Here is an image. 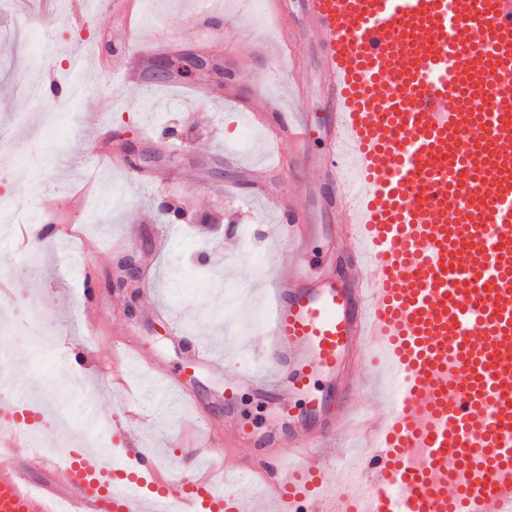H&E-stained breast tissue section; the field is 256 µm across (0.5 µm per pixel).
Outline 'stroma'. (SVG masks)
<instances>
[{
	"label": "stroma",
	"instance_id": "obj_1",
	"mask_svg": "<svg viewBox=\"0 0 512 512\" xmlns=\"http://www.w3.org/2000/svg\"><path fill=\"white\" fill-rule=\"evenodd\" d=\"M146 22L129 32L105 0H55L44 13L38 0H0V120L9 121L16 142V167L0 166V196L23 202L18 221L67 227L66 239L43 245L31 264L11 237L0 236V278L12 283L0 299L16 359L11 387L37 412L44 445L80 447L91 434L118 448L114 419L127 400L139 401L143 418L130 424L131 442L152 452L175 472L187 461L204 469L209 433L242 425L283 429L271 401L240 390L224 400V373L195 366L185 347L167 333L177 321L185 336L224 358L240 343L263 341L254 312L268 313L267 264L285 265L294 251L272 229L280 215L272 199L288 192L287 168L274 167L266 131L244 128L242 106L288 96L287 82L266 78L277 65L280 31L265 0H140ZM220 16L222 38L198 41L207 12ZM177 40L172 57L194 63L191 75L155 77L149 61L137 88L120 78L104 83L100 70H121L129 52L149 49L162 37ZM86 52L82 94L61 116L56 130L40 120L50 102L67 97L61 71L73 51ZM121 157L140 163L115 168L94 161L100 135ZM266 183L271 196L253 195ZM182 210L171 221L161 209ZM140 279L134 290L116 288L126 259ZM97 271L96 301L85 313L82 276ZM126 342L168 375L181 379L195 397L188 407L171 397L170 412L154 414L155 378L141 374L129 389L112 384V344ZM83 351L85 370L70 388L56 387L70 366L65 349Z\"/></svg>",
	"mask_w": 512,
	"mask_h": 512
}]
</instances>
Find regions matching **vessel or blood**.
<instances>
[{
	"instance_id": "1",
	"label": "vessel or blood",
	"mask_w": 512,
	"mask_h": 512,
	"mask_svg": "<svg viewBox=\"0 0 512 512\" xmlns=\"http://www.w3.org/2000/svg\"><path fill=\"white\" fill-rule=\"evenodd\" d=\"M267 9L290 29L285 80L304 93L313 49L330 113L252 115L292 146L279 234L309 237L314 173L340 264L278 275L265 373H229L225 394L331 387L239 486L128 448L116 496L101 457L67 450L42 482L1 466L0 512H512V0H301L294 25Z\"/></svg>"
}]
</instances>
